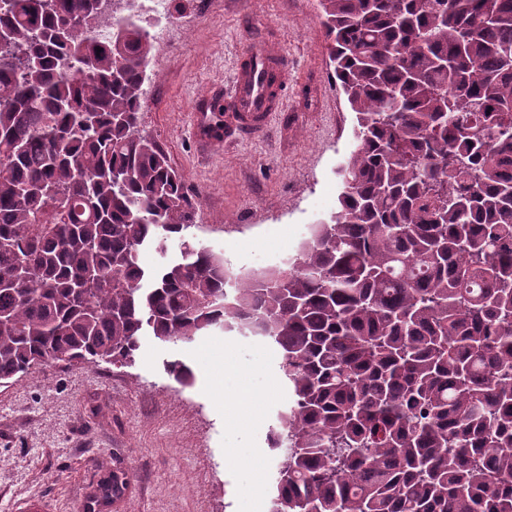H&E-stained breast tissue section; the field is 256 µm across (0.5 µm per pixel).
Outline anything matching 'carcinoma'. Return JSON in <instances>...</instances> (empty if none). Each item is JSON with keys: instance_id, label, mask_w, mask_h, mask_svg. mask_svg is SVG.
<instances>
[{"instance_id": "carcinoma-1", "label": "carcinoma", "mask_w": 512, "mask_h": 512, "mask_svg": "<svg viewBox=\"0 0 512 512\" xmlns=\"http://www.w3.org/2000/svg\"><path fill=\"white\" fill-rule=\"evenodd\" d=\"M319 2L356 115L338 203L232 277L140 129L147 33L110 0H4L0 386L244 331L288 386L269 512H512V0Z\"/></svg>"}]
</instances>
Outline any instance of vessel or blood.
<instances>
[{"label": "vessel or blood", "mask_w": 512, "mask_h": 512, "mask_svg": "<svg viewBox=\"0 0 512 512\" xmlns=\"http://www.w3.org/2000/svg\"><path fill=\"white\" fill-rule=\"evenodd\" d=\"M288 77L284 52L262 44L251 46L237 63L230 95H211L192 112L195 141L210 147L219 136L251 134L263 129L277 113L287 109L282 99L271 96L269 85H286Z\"/></svg>", "instance_id": "b4317fda"}]
</instances>
